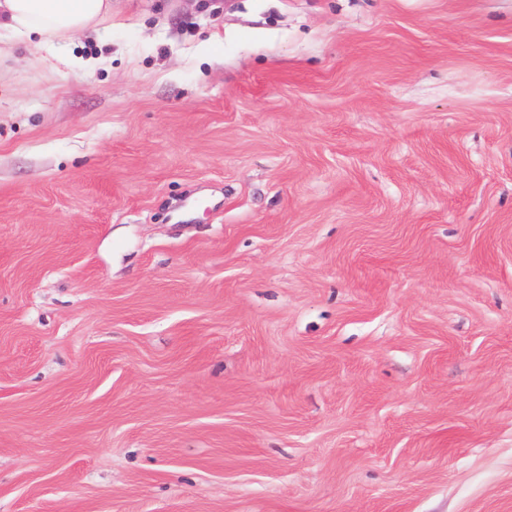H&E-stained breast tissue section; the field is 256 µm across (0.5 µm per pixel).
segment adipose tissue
Here are the masks:
<instances>
[{
    "instance_id": "obj_1",
    "label": "adipose tissue",
    "mask_w": 512,
    "mask_h": 512,
    "mask_svg": "<svg viewBox=\"0 0 512 512\" xmlns=\"http://www.w3.org/2000/svg\"><path fill=\"white\" fill-rule=\"evenodd\" d=\"M112 16V0H0V30L23 40L34 59L63 38L95 29Z\"/></svg>"
}]
</instances>
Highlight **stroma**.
<instances>
[{"label": "stroma", "mask_w": 512, "mask_h": 512, "mask_svg": "<svg viewBox=\"0 0 512 512\" xmlns=\"http://www.w3.org/2000/svg\"><path fill=\"white\" fill-rule=\"evenodd\" d=\"M0 512H512V0L1 38Z\"/></svg>", "instance_id": "35a3bbf8"}]
</instances>
